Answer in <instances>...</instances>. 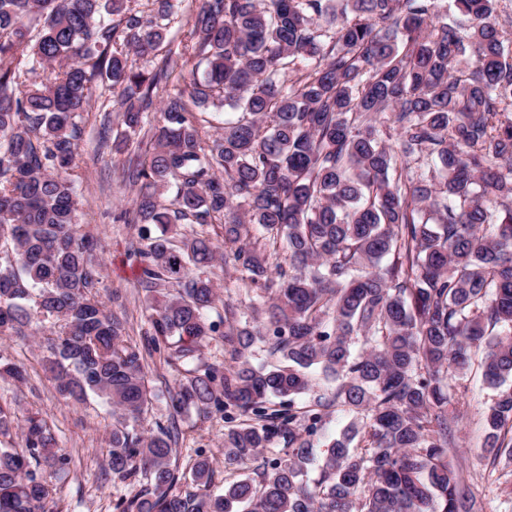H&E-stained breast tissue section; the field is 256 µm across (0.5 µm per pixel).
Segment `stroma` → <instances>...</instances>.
<instances>
[{
    "mask_svg": "<svg viewBox=\"0 0 512 512\" xmlns=\"http://www.w3.org/2000/svg\"><path fill=\"white\" fill-rule=\"evenodd\" d=\"M111 98L105 87H97L89 111L80 118L82 137L74 168L78 232L98 243L95 256L103 266V277L97 286L99 299L107 311L124 321L128 340L140 344L151 331V312L139 284L138 256L148 227L133 221V188L125 174L130 154L116 150L115 145L125 137L134 143L149 142L161 113H146L140 129L129 135L121 112L110 104ZM205 274L219 285L223 298L222 304L207 313L215 324L224 322V302L245 307L256 297L257 289L248 274L232 265L219 261ZM0 352L24 364L27 371L22 383L0 377V405L11 407L20 416L31 410L41 411L53 428L58 447L70 458L69 466L53 476L55 494L47 504L49 512H114L118 498L138 493L141 483L116 482L105 473L111 407L94 396L82 404L60 397L50 373L43 367L36 337L24 341L2 338ZM494 395L480 371L453 380L452 398L462 418L457 446L451 450L450 458L459 472L470 477V488L482 512H512V464L491 466L483 446L484 416ZM176 421L180 436L177 489L190 487L189 462L199 448L212 460L214 491H222L225 484L252 473L254 466L250 463L238 471L225 469L224 432L228 425L223 415L206 418L192 410Z\"/></svg>",
    "mask_w": 512,
    "mask_h": 512,
    "instance_id": "35a3bbf8",
    "label": "stroma"
}]
</instances>
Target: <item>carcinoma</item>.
<instances>
[{
  "label": "carcinoma",
  "mask_w": 512,
  "mask_h": 512,
  "mask_svg": "<svg viewBox=\"0 0 512 512\" xmlns=\"http://www.w3.org/2000/svg\"><path fill=\"white\" fill-rule=\"evenodd\" d=\"M133 2L0 0V337L52 320L41 348L58 394L111 406L112 480L149 478L115 512H476L449 461L450 381L475 364L498 390L492 465L512 461V28L500 0H453L464 34L442 0H201L181 50L152 70L135 57L161 50L178 11ZM38 66L49 75L31 85ZM99 83L133 131L173 86L127 168L135 220L158 230L138 253L153 310L143 349L97 299V244L75 229L76 117ZM226 107L238 118L209 133L200 115ZM176 224H221L223 242L176 244ZM220 258L254 284L276 275L251 321L224 304L227 367L200 364L219 294L197 271ZM255 348L279 363L254 365ZM155 353L177 372L171 416L238 415L224 467L260 457L254 476L216 494L197 449V490H175L174 428L138 432ZM314 370L336 390L300 404ZM271 396L286 407L269 411ZM336 409L351 420L308 483ZM15 428L22 446H0V512H45L42 465L68 458L42 417L17 427L0 405V436ZM277 441L285 457L265 456Z\"/></svg>",
  "instance_id": "1"
}]
</instances>
